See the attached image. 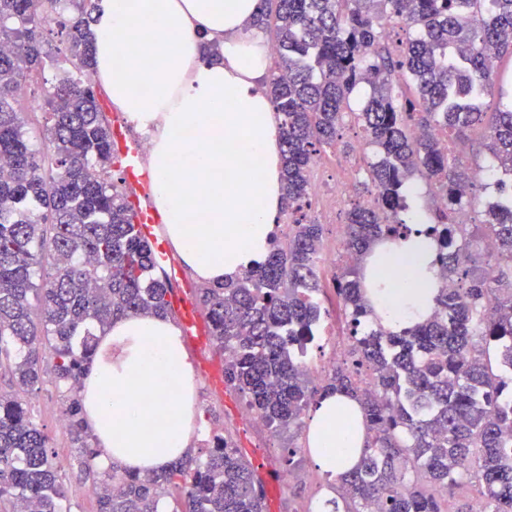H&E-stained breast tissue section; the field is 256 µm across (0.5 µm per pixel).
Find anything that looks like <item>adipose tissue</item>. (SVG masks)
Returning a JSON list of instances; mask_svg holds the SVG:
<instances>
[{
  "instance_id": "obj_1",
  "label": "adipose tissue",
  "mask_w": 512,
  "mask_h": 512,
  "mask_svg": "<svg viewBox=\"0 0 512 512\" xmlns=\"http://www.w3.org/2000/svg\"><path fill=\"white\" fill-rule=\"evenodd\" d=\"M258 0H98L95 75L113 103L151 136L149 172L166 234L200 282L218 285L262 260L281 210L275 109L261 77L269 48L249 25ZM219 49L207 63L205 45ZM415 227L374 247L367 282L390 328L429 312L436 294L430 220L410 188ZM180 329L127 316L100 336L81 388L98 467L160 472L187 454L199 410ZM359 403L333 394L312 412L306 442L316 469L339 476L338 448H362Z\"/></svg>"
}]
</instances>
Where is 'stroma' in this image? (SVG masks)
<instances>
[{"instance_id": "35a3bbf8", "label": "stroma", "mask_w": 512, "mask_h": 512, "mask_svg": "<svg viewBox=\"0 0 512 512\" xmlns=\"http://www.w3.org/2000/svg\"><path fill=\"white\" fill-rule=\"evenodd\" d=\"M187 354L196 376V403L203 422L192 444L191 456L203 459L212 431H227L238 441L263 481L265 512H318L319 500L331 494L328 479L311 461L304 431L275 433L258 419L242 421L243 397L226 388L220 377L224 357L206 337H199ZM43 384L26 398L33 421L48 435L49 446L61 468L70 494L67 512H96V499L89 496L91 482L85 479L79 452L72 448L61 417V396L55 386L51 360L43 362ZM287 483H280V476Z\"/></svg>"}]
</instances>
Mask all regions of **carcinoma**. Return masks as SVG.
<instances>
[{"label": "carcinoma", "instance_id": "cac0c4a2", "mask_svg": "<svg viewBox=\"0 0 512 512\" xmlns=\"http://www.w3.org/2000/svg\"><path fill=\"white\" fill-rule=\"evenodd\" d=\"M94 10L95 0H0V378L9 386L0 389V512L22 503L65 512L48 437L19 396L42 382L45 347L97 512H159L172 488L179 512H263L255 470L219 433L200 462L182 458L154 474L92 470L98 448L79 389L97 334L125 316L172 314L170 281L112 179V132L94 86L58 66L41 40L55 23L68 38L64 62L94 73ZM253 26L276 36L267 91L279 121L282 210L293 220L254 267L198 288L224 383L276 429L300 427L328 395L359 402L361 457L332 487L329 512H447L444 497L471 477L482 512H512V195L492 194L502 178L484 182L448 153V140L465 143L480 129L494 169L512 175V103L484 112L503 97L487 58L512 54V0H259ZM395 26L408 36L391 48L385 32ZM49 66L50 112L34 132L15 109L18 89ZM409 84L416 96L399 94ZM348 122L375 154L362 183L372 202L346 213L356 260L334 286L353 362L314 380L290 353L310 339L323 291V225L301 210L314 158L339 144ZM415 176L447 200L426 225L439 288L425 320L394 332L369 303L362 263L378 241L412 232L400 214ZM464 202L483 220L457 223ZM485 240L496 252L480 248Z\"/></svg>", "mask_w": 512, "mask_h": 512}]
</instances>
